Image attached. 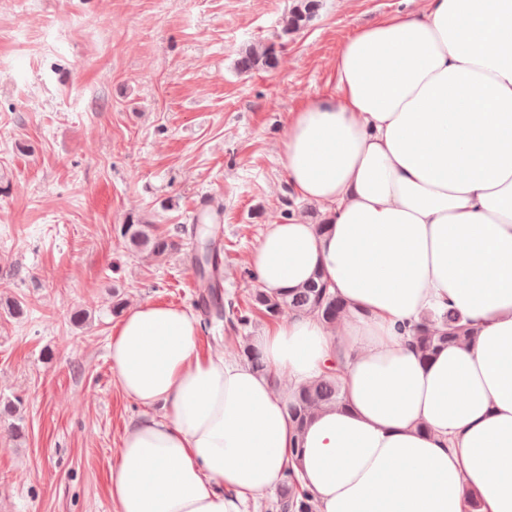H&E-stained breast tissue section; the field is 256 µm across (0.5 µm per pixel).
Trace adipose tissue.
<instances>
[{
  "instance_id": "obj_1",
  "label": "adipose tissue",
  "mask_w": 512,
  "mask_h": 512,
  "mask_svg": "<svg viewBox=\"0 0 512 512\" xmlns=\"http://www.w3.org/2000/svg\"><path fill=\"white\" fill-rule=\"evenodd\" d=\"M335 68L280 152L329 227L270 225L250 266L277 293L322 273L342 320L269 328L260 372L201 353L190 310L130 308L108 359L147 414L110 468L116 512H247L290 466L319 512H512V0H424ZM448 307L474 333L421 361L408 328ZM335 367L343 404L297 432L288 401Z\"/></svg>"
}]
</instances>
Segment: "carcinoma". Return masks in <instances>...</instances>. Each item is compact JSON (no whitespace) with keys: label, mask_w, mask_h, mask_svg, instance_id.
<instances>
[{"label":"carcinoma","mask_w":512,"mask_h":512,"mask_svg":"<svg viewBox=\"0 0 512 512\" xmlns=\"http://www.w3.org/2000/svg\"><path fill=\"white\" fill-rule=\"evenodd\" d=\"M319 8V0H296L294 7L283 19L282 31L291 34L304 28ZM277 63L275 46L270 44L258 51L254 48L243 53L237 61L242 71H251L260 67H272ZM181 234L196 238L198 250L193 255L199 272L202 291L198 295L197 309L204 327L217 321H228L235 331L247 329L253 317L261 314L276 320L283 310L294 315H314L327 324H334L345 312L343 300L332 292L317 273L305 285L287 293L270 294L259 288L250 296L247 306L225 305L221 281L217 276V231L206 227L205 217H195L193 225L181 226ZM118 237L125 246L137 252L160 260L165 258L176 246L170 234L158 233L154 226L141 219L132 220L118 228ZM412 345L422 360L430 359L440 348L448 343L472 335L473 330L462 322L456 311L450 309L435 320L423 318L413 324ZM241 356L258 371L266 369L262 352L246 343L241 347ZM343 392L339 372L329 370L309 384L288 403V415L296 425L297 434H302L314 411L335 407L342 403ZM274 512H318L314 495L301 486L296 472L287 469L279 483L276 500L272 503Z\"/></svg>","instance_id":"1"}]
</instances>
